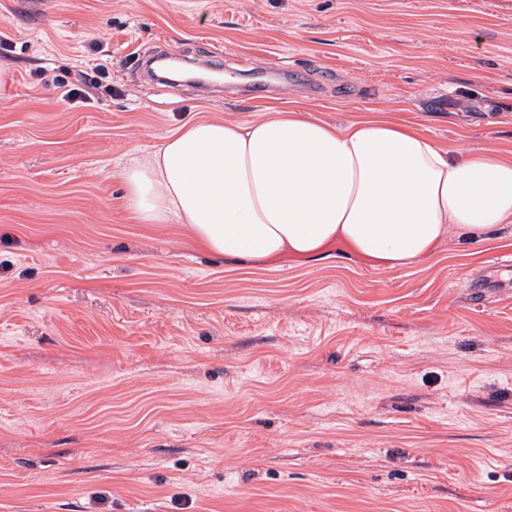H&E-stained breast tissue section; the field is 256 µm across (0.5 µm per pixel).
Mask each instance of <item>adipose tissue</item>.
Here are the masks:
<instances>
[{
	"label": "adipose tissue",
	"mask_w": 512,
	"mask_h": 512,
	"mask_svg": "<svg viewBox=\"0 0 512 512\" xmlns=\"http://www.w3.org/2000/svg\"><path fill=\"white\" fill-rule=\"evenodd\" d=\"M119 177L143 223L184 224L210 253L275 267L342 248L405 268L448 231L512 224V158L441 147L384 118L337 127L288 109L188 122Z\"/></svg>",
	"instance_id": "adipose-tissue-1"
}]
</instances>
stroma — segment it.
Here are the masks:
<instances>
[{
  "label": "stroma",
  "mask_w": 512,
  "mask_h": 512,
  "mask_svg": "<svg viewBox=\"0 0 512 512\" xmlns=\"http://www.w3.org/2000/svg\"><path fill=\"white\" fill-rule=\"evenodd\" d=\"M0 512H512V225L270 267L118 177L189 120L377 114L512 157V0H0ZM166 49L225 73L151 85ZM105 71L72 108L41 75ZM279 66L288 90L240 95Z\"/></svg>",
  "instance_id": "stroma-1"
}]
</instances>
